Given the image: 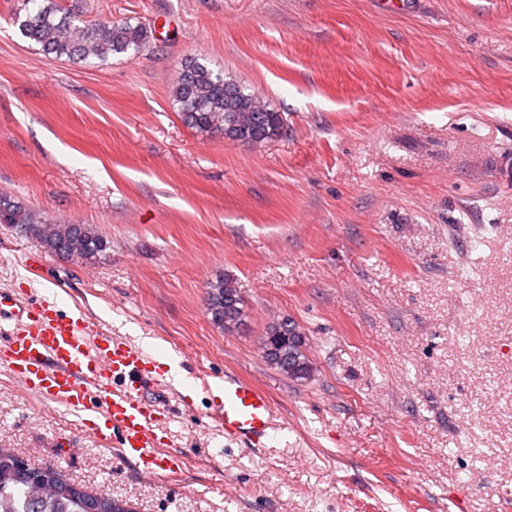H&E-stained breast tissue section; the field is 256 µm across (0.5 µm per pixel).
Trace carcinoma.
<instances>
[{
  "mask_svg": "<svg viewBox=\"0 0 512 512\" xmlns=\"http://www.w3.org/2000/svg\"><path fill=\"white\" fill-rule=\"evenodd\" d=\"M25 2L26 6L13 14V26L24 40L57 59H96L105 63L115 55L137 53L147 43L148 32L141 24H86L69 11L38 6L37 0ZM172 95L181 122L200 135L222 131L224 138L245 143L265 142L284 131L282 113L197 57L187 58L181 64ZM0 224L19 229L45 223L19 198L0 193ZM45 225L49 226L48 232L38 238L62 257L97 260L107 249V240L88 224ZM207 310L213 323L221 328L242 323L246 317L244 304L232 279L226 277L210 285ZM265 336L280 337V344L267 358L275 369L294 380L301 379L299 373L312 369L307 343L294 323L287 319L275 322L268 326ZM94 500L96 496L73 483L64 494L34 498L25 476L0 468V505L10 504L8 512H88V504Z\"/></svg>",
  "mask_w": 512,
  "mask_h": 512,
  "instance_id": "1",
  "label": "carcinoma"
}]
</instances>
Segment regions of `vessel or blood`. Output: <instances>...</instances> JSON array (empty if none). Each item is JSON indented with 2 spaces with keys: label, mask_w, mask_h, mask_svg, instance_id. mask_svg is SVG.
I'll list each match as a JSON object with an SVG mask.
<instances>
[{
  "label": "vessel or blood",
  "mask_w": 512,
  "mask_h": 512,
  "mask_svg": "<svg viewBox=\"0 0 512 512\" xmlns=\"http://www.w3.org/2000/svg\"><path fill=\"white\" fill-rule=\"evenodd\" d=\"M0 365L46 406L98 413L96 435L110 440L125 460L148 477L177 475L183 460L165 451L156 425L169 408L156 391L161 380L139 347L101 336L85 312L60 313L54 301L0 294ZM225 436L261 445L276 426L270 395L254 381L228 372L224 382L203 383Z\"/></svg>",
  "instance_id": "vessel-or-blood-1"
}]
</instances>
